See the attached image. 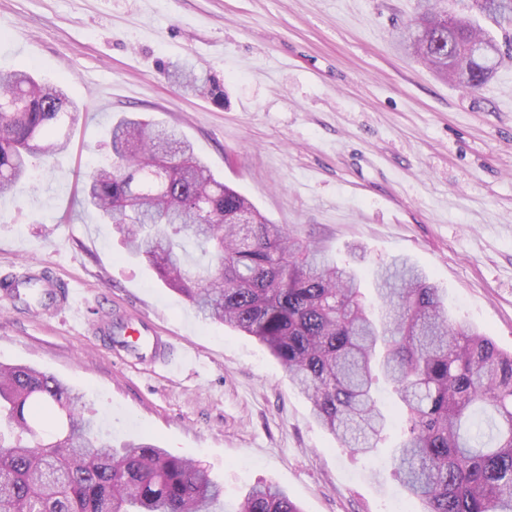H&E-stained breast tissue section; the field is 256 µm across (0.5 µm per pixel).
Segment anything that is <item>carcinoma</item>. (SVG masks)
Segmentation results:
<instances>
[{
  "mask_svg": "<svg viewBox=\"0 0 512 512\" xmlns=\"http://www.w3.org/2000/svg\"><path fill=\"white\" fill-rule=\"evenodd\" d=\"M447 0H417L400 50L439 77L482 86L512 50ZM466 8L512 28V0ZM163 73L220 104L224 90L189 62ZM77 104L61 85L0 72V196L31 177L32 159L67 147ZM112 164L84 199L157 279L205 319L257 338L311 403L318 425L370 455L397 424L393 464L422 512H512V353L448 318L439 289L405 259L376 273L378 313L356 271L275 224L214 176L175 131L123 118ZM210 256L189 264L182 240ZM393 392L397 419L377 398ZM0 512H223L224 490L191 459L151 443L112 444L85 394L52 374L0 364ZM234 512H302L272 484Z\"/></svg>",
  "mask_w": 512,
  "mask_h": 512,
  "instance_id": "1",
  "label": "carcinoma"
}]
</instances>
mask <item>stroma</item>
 Segmentation results:
<instances>
[{
	"label": "stroma",
	"mask_w": 512,
	"mask_h": 512,
	"mask_svg": "<svg viewBox=\"0 0 512 512\" xmlns=\"http://www.w3.org/2000/svg\"><path fill=\"white\" fill-rule=\"evenodd\" d=\"M416 0H0V71L67 85V150L0 198V282L74 288L84 315L0 301V363L85 392L114 443L149 438L200 461L238 504L261 482L302 512H421L389 458L341 447L259 341L202 320L80 203L129 112L176 128L270 220L371 282L402 256L450 316L512 352V60L482 88L438 78L394 46ZM187 61L223 104L170 82ZM149 315L197 357L170 376L114 361L87 324Z\"/></svg>",
	"instance_id": "35a3bbf8"
}]
</instances>
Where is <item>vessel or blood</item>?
<instances>
[{
	"mask_svg": "<svg viewBox=\"0 0 512 512\" xmlns=\"http://www.w3.org/2000/svg\"><path fill=\"white\" fill-rule=\"evenodd\" d=\"M46 308L71 307L70 289L61 288L58 282L45 281L42 290ZM136 327L122 329L112 318L102 319L94 327L103 349L118 359L130 364H147L170 374L180 373L190 362L187 353L176 352L168 337L158 333L153 320L146 315H136Z\"/></svg>",
	"mask_w": 512,
	"mask_h": 512,
	"instance_id": "b4317fda",
	"label": "vessel or blood"
}]
</instances>
